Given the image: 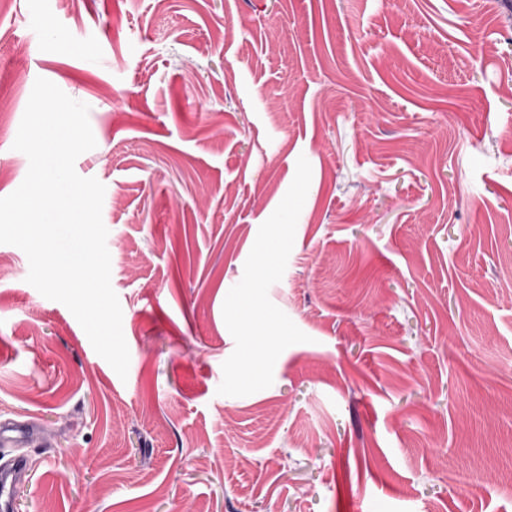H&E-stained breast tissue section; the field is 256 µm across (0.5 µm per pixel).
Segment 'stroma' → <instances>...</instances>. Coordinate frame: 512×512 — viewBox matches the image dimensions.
Returning <instances> with one entry per match:
<instances>
[{
    "label": "stroma",
    "instance_id": "stroma-1",
    "mask_svg": "<svg viewBox=\"0 0 512 512\" xmlns=\"http://www.w3.org/2000/svg\"><path fill=\"white\" fill-rule=\"evenodd\" d=\"M40 77L130 364L0 244L13 512H512V0H0V197ZM35 428L27 422H0V446L28 445L37 438Z\"/></svg>",
    "mask_w": 512,
    "mask_h": 512
}]
</instances>
